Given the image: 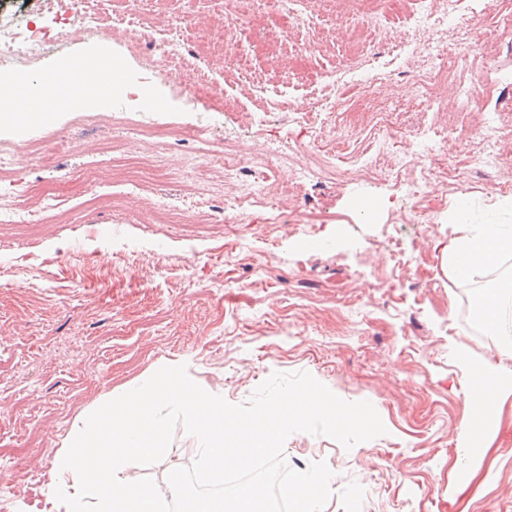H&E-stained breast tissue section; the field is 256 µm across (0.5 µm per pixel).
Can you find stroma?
<instances>
[{"label": "stroma", "instance_id": "1", "mask_svg": "<svg viewBox=\"0 0 512 512\" xmlns=\"http://www.w3.org/2000/svg\"><path fill=\"white\" fill-rule=\"evenodd\" d=\"M293 25L281 37L267 19V42L252 41L248 72L227 64L236 46L198 43L184 32L174 77L153 75L161 33L172 30L184 6L157 0L148 40L130 43L119 28L74 30L40 59L0 68V80L22 73L35 83L75 60L117 58L124 80L142 77L158 107H131L143 124L194 125L225 148L260 159L293 137L319 138L295 122L298 113H329L350 158L329 162L297 152L288 165L253 172L282 223L256 209L229 223L222 198L238 186L224 166L209 164L213 194L194 191L185 166L187 147L159 151L134 142L143 159L162 156L166 182H142L134 194L113 181L112 169L92 161L93 137L73 152L43 163L34 142L105 123L121 111L116 96L73 102L39 123L0 129V146L13 149L14 179L0 183V199L38 211L36 224H0V512H51L43 490L61 439L101 394L159 368L186 365L200 385L246 403L273 373L305 371L335 395L370 402L387 433L345 449L327 436L292 434L284 457L296 470L322 461L333 473L323 512H512V394L504 396L498 432L488 448L468 454L461 427L471 413V364L512 372V334L476 332L470 292L445 271L436 241L455 237L450 218L466 202L475 224H512L497 191L512 170L483 163L486 146L470 131L493 116L512 130V31L474 36L466 23L493 13V0H463L453 24L412 25L380 18V0H288ZM372 18L373 32L352 19ZM495 67H488L490 59ZM446 63L451 80L433 88L435 106L418 107L417 77ZM381 73L379 91L362 87ZM223 88V102L189 97L202 75ZM483 75L491 97L462 109L458 86ZM280 87L271 98V87ZM350 94H341V87ZM395 107L406 130L446 129L449 160L467 159L455 188L431 223H412L397 211L393 183L368 179L364 161L421 180L425 159L411 142L389 148L375 126L378 112ZM335 164L336 175L323 172ZM311 170L297 183L296 169ZM60 189L61 207L44 211L25 189ZM182 214L178 224L156 220L158 201ZM323 216L320 224L311 223ZM237 244L224 255L225 239ZM423 259L407 268L403 286L385 295L373 272L393 244ZM468 360H460L458 349ZM193 441L176 427L165 457L135 466L159 489L176 467L194 463Z\"/></svg>", "mask_w": 512, "mask_h": 512}]
</instances>
